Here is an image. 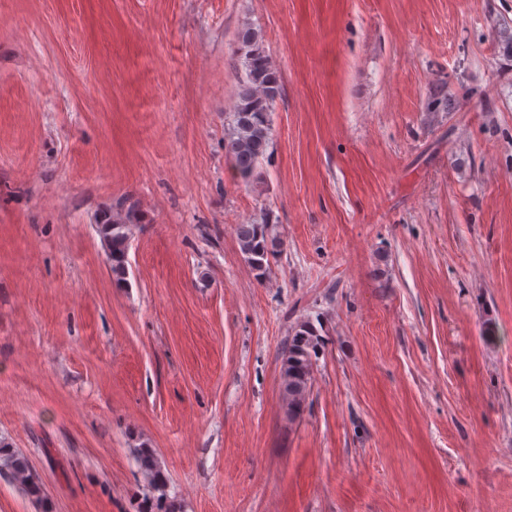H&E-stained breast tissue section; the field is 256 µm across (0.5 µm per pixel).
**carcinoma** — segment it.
I'll return each mask as SVG.
<instances>
[{
  "instance_id": "cac0c4a2",
  "label": "carcinoma",
  "mask_w": 512,
  "mask_h": 512,
  "mask_svg": "<svg viewBox=\"0 0 512 512\" xmlns=\"http://www.w3.org/2000/svg\"><path fill=\"white\" fill-rule=\"evenodd\" d=\"M239 42L246 49L245 74L240 77L238 103L234 111L232 132L224 138V155L236 177L249 183L256 176L257 165L265 156L270 144L269 113L281 95V82L277 69L266 53L259 34L252 27L241 29ZM140 223V216L133 207L118 212L98 225L112 263V273L119 280L127 274L131 226ZM237 238L245 260L263 275L268 258L279 252L280 240L269 224H241ZM321 350V338L314 326L301 321L292 329L282 352L281 381L288 414L302 416L308 398L313 364ZM136 459L147 485L160 493L163 500L165 482L161 465L149 448L137 451ZM6 471L13 481L31 497L42 498L39 482L30 472L26 456L0 445V471Z\"/></svg>"
}]
</instances>
